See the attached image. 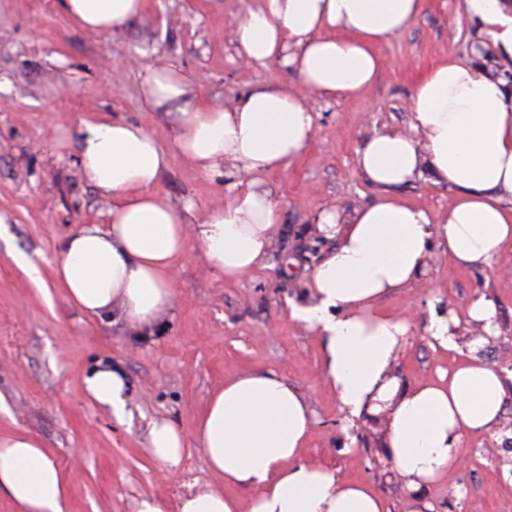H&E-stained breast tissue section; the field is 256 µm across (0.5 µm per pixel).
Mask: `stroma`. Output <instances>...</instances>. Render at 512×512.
I'll use <instances>...</instances> for the list:
<instances>
[{"instance_id":"stroma-1","label":"stroma","mask_w":512,"mask_h":512,"mask_svg":"<svg viewBox=\"0 0 512 512\" xmlns=\"http://www.w3.org/2000/svg\"><path fill=\"white\" fill-rule=\"evenodd\" d=\"M147 0L142 14L120 31L80 28L59 0H0V433L24 431L44 443L69 478L67 512H136L142 496L176 512L192 484L219 487L192 436L211 393L225 379L251 371L285 376L308 399L313 427L304 450L310 460L332 461L340 475L372 484L390 512H409V499L380 446L379 424L347 422L321 379L318 336L291 316L307 292L308 274L333 240L319 235L322 210L351 214L376 191L364 180L357 151L375 131L405 127L418 76L447 57L501 77L512 91V65L468 11L466 0H426L403 35L380 45L386 65L374 85L352 97L314 99L316 129L307 152L266 181L281 209V232L263 267L235 281L214 274L193 251L176 274V305L151 335L93 320L60 289L43 297L13 256L22 251L42 270L64 238L86 223H103L109 203L79 171L75 129L100 113L138 124L162 143L176 125L172 105L148 106V68L172 66L191 95L231 105L250 87L294 81L282 61L244 67L232 43L231 12L252 0ZM481 55H473L475 44ZM223 174L205 176L177 154L159 189L188 208L192 222L225 200ZM485 296L496 306L497 336L485 359L512 373V249L490 266L460 268L432 249L426 276L381 309L405 320L409 338L394 363L408 386L438 379L463 364L458 349L436 351L426 328L432 315L460 312ZM127 380L124 419L89 400L84 379L101 363ZM173 422L188 441L175 471L148 448L152 422ZM435 512H512V446L489 434L465 439L464 461L428 494Z\"/></svg>"}]
</instances>
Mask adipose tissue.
<instances>
[{
	"label": "adipose tissue",
	"mask_w": 512,
	"mask_h": 512,
	"mask_svg": "<svg viewBox=\"0 0 512 512\" xmlns=\"http://www.w3.org/2000/svg\"><path fill=\"white\" fill-rule=\"evenodd\" d=\"M80 27L109 34L144 9L145 0H61ZM493 46L512 58V0H467ZM424 0H254L234 23L239 62L282 60L296 85L248 89L233 107L189 102L177 71L149 69L148 98L179 107L174 149L145 128L103 114L79 128L83 179L110 203L108 221L68 235L52 264L67 300L87 316L146 335L175 304L173 269L199 247L213 272L236 280L264 264L280 231L266 173L288 168L315 132L313 98L368 90L383 69L379 45L404 34ZM203 175L231 167L236 179L223 206L189 223L158 186L172 151ZM358 166L379 192L348 220L320 212L316 229L334 249L310 274L311 294L291 315L322 343V377L347 420L382 416L381 446L411 496V512H433L428 489L463 462L467 436L495 431L506 394L501 373L471 353L447 378L403 386L393 366L407 322L377 302L426 270L431 248L465 268L490 265L512 246V92L502 79L447 58L425 71L409 100L408 128L375 132L358 151ZM430 173L452 199L439 219L405 201L400 188ZM86 395L126 412L124 375L97 367ZM313 426L309 404L272 371L225 380L211 395L195 438L223 488L197 487L177 512H390L366 483L335 466L301 456ZM152 456L175 467L184 437L172 422H153ZM250 492L248 504L229 488ZM68 481L45 445L27 432L0 435V494L17 512H66Z\"/></svg>",
	"instance_id": "adipose-tissue-1"
}]
</instances>
